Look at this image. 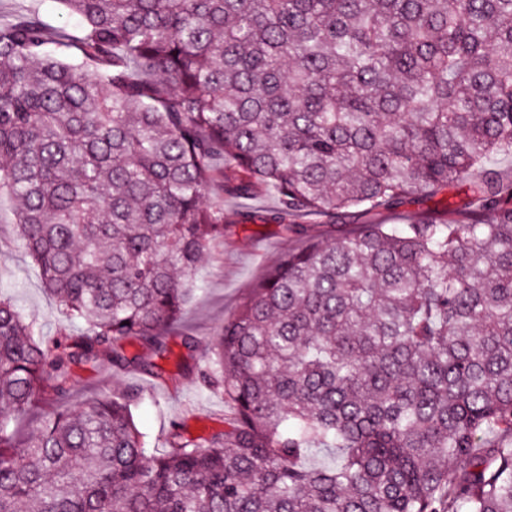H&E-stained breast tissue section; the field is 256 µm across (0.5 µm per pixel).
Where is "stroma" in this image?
Segmentation results:
<instances>
[{"instance_id":"stroma-1","label":"stroma","mask_w":512,"mask_h":512,"mask_svg":"<svg viewBox=\"0 0 512 512\" xmlns=\"http://www.w3.org/2000/svg\"><path fill=\"white\" fill-rule=\"evenodd\" d=\"M37 11L49 28L67 27L76 31L77 17L58 0H0V22L16 14ZM469 198L467 184L449 186L435 195L404 205L407 213H424L437 219L448 211L463 209ZM278 199L267 193L252 200L225 197L227 213L238 214L237 223L224 227L203 256L196 271L197 288L186 314L167 333V352L158 361L167 373V384L157 383L144 372H118L109 363L77 369V382L68 397L79 408L99 392L136 389L139 398L133 407L134 420L151 448L162 450L172 422L184 423L194 436L220 432L228 404L219 391L195 383L203 364V345L223 327L225 321L248 298L251 288L277 264L283 254L299 248L297 239L285 235L280 226L267 222ZM0 297L7 299L27 320L35 323L40 340L52 338L66 316L58 301L45 290L31 257L23 247L16 228V211L8 194H0ZM197 341L190 349L185 339Z\"/></svg>"}]
</instances>
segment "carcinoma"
Returning <instances> with one entry per match:
<instances>
[{
	"label": "carcinoma",
	"instance_id": "obj_1",
	"mask_svg": "<svg viewBox=\"0 0 512 512\" xmlns=\"http://www.w3.org/2000/svg\"><path fill=\"white\" fill-rule=\"evenodd\" d=\"M60 2L78 34L0 23V192L84 327L0 299V512H512V0ZM269 190L304 245L207 344L224 431L157 452L135 390L63 405L80 365L148 369L122 342L162 349L224 195ZM469 193V186L466 183L454 184L435 195L404 205L401 211L404 214L417 212L443 219L447 217L448 209H463L468 202Z\"/></svg>",
	"mask_w": 512,
	"mask_h": 512
}]
</instances>
